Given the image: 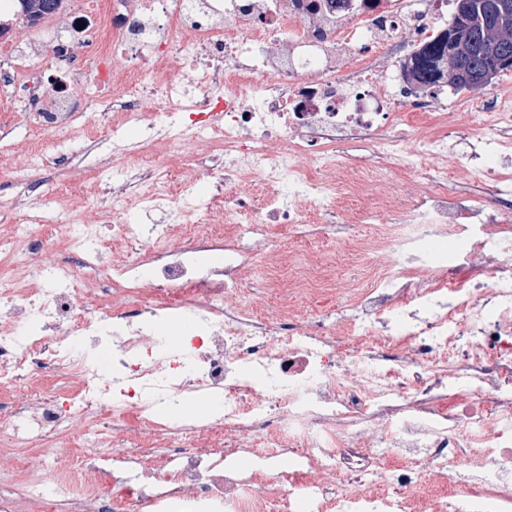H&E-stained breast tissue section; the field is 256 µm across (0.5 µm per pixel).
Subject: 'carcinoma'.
<instances>
[{
    "label": "carcinoma",
    "mask_w": 512,
    "mask_h": 512,
    "mask_svg": "<svg viewBox=\"0 0 512 512\" xmlns=\"http://www.w3.org/2000/svg\"><path fill=\"white\" fill-rule=\"evenodd\" d=\"M65 0H16L18 12L26 21L35 25L44 16L61 11ZM470 0H453L454 16L452 27L460 29L463 51L453 60L462 63L474 72L488 69L501 55H512V12L501 18L499 24L489 25L483 11L475 9L464 11V5ZM443 49L441 39L426 45L419 53V78L428 84L431 82L433 59Z\"/></svg>",
    "instance_id": "cac0c4a2"
}]
</instances>
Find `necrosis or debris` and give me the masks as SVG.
<instances>
[{
  "mask_svg": "<svg viewBox=\"0 0 512 512\" xmlns=\"http://www.w3.org/2000/svg\"><path fill=\"white\" fill-rule=\"evenodd\" d=\"M447 14L448 0H86L38 69L0 44V96L45 127L83 111L76 89L94 66L85 120L113 110L147 132L113 145L121 171L99 196L127 198L178 160V187L143 204L185 231L146 274L95 282L122 298L95 316L90 291L61 287L72 271L42 239L22 227L0 248L39 284L25 298L0 290V391L83 375L11 405L19 447L37 449L54 485L1 455L14 488L0 512H469L478 495L512 512V101L487 112L466 99L483 115L464 125L448 110L447 66L418 83L416 56ZM457 144L496 203L449 179ZM351 147L369 153L345 161ZM204 175L215 193L200 206L190 189ZM310 222L372 256L363 281L269 248L275 225ZM148 233L120 221L108 240L94 224L63 231L87 267ZM447 238L453 255L433 254ZM258 268L273 273L269 293L245 297ZM303 298L336 309L303 317ZM175 310L192 317L188 341L156 325ZM106 343L114 373L102 378ZM188 398L211 400L213 415L162 417ZM101 407L164 446L90 450L74 466L46 450Z\"/></svg>",
  "mask_w": 512,
  "mask_h": 512,
  "instance_id": "1",
  "label": "necrosis or debris"
}]
</instances>
